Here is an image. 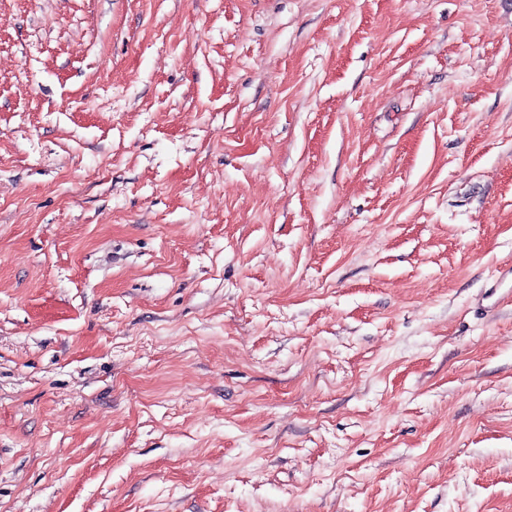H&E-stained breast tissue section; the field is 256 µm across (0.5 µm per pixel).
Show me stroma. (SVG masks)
Masks as SVG:
<instances>
[{
    "instance_id": "stroma-1",
    "label": "stroma",
    "mask_w": 512,
    "mask_h": 512,
    "mask_svg": "<svg viewBox=\"0 0 512 512\" xmlns=\"http://www.w3.org/2000/svg\"><path fill=\"white\" fill-rule=\"evenodd\" d=\"M0 512H512V0H0Z\"/></svg>"
}]
</instances>
